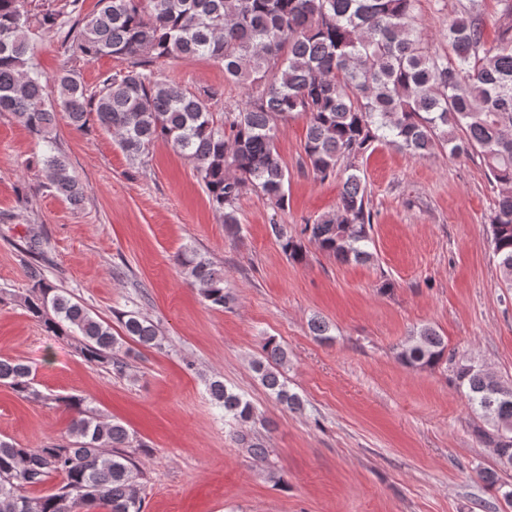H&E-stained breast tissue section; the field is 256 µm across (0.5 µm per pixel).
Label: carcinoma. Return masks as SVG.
Instances as JSON below:
<instances>
[{
	"instance_id": "carcinoma-1",
	"label": "carcinoma",
	"mask_w": 512,
	"mask_h": 512,
	"mask_svg": "<svg viewBox=\"0 0 512 512\" xmlns=\"http://www.w3.org/2000/svg\"><path fill=\"white\" fill-rule=\"evenodd\" d=\"M30 2L0 0V112L13 113L42 138L50 184L69 201H81V193L65 160L53 154L59 111L77 130L95 116L133 160L159 141L169 144L194 164L231 233L239 229L238 204L249 190L285 209L288 172L277 135L280 125L302 117L313 174L324 181L342 167L347 177L335 211L307 221L297 234L270 225L290 259H303L306 240L341 263L374 258L373 214L357 166L372 143L397 144L423 157L444 149L452 156L472 152L496 192L490 245L503 283L512 288V0H499L491 44L479 0H468L448 22L441 51L420 36L418 0H97L93 12L74 22L70 16L80 13L82 0L36 14ZM33 23L45 34L63 35L84 58L112 56L128 65L104 77L93 95L71 72L50 78L33 62ZM181 56L222 64L224 79L246 86L248 99L214 117L215 94L157 78L156 66ZM175 262L211 306L230 302L224 272L208 259L186 250ZM25 272L32 287L23 304L31 317L48 333L74 336L88 362L127 376L131 349L112 326L49 283L38 264L27 262ZM122 329L142 346L162 348L156 325L134 311L124 313ZM399 359L417 369L446 364L492 427L481 435L498 457L512 460L511 385L456 359L426 325L402 346ZM287 362L283 346L268 338L253 368L280 404L297 410L301 400L281 372ZM0 382L22 399L51 401L71 414L62 443L29 448L0 439V512H143L136 482L145 444L135 433L85 398L41 394L33 368L21 361L0 358ZM208 391L235 424L253 419V405L223 381H208ZM233 439L249 458L267 459L269 449L254 434L236 430ZM54 476V487L33 494Z\"/></svg>"
}]
</instances>
